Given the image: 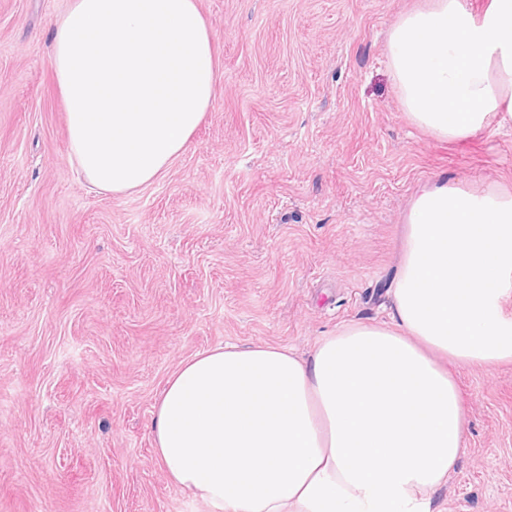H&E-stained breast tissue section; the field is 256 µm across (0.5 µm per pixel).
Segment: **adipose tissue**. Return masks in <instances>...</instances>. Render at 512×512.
<instances>
[{"instance_id":"adipose-tissue-1","label":"adipose tissue","mask_w":512,"mask_h":512,"mask_svg":"<svg viewBox=\"0 0 512 512\" xmlns=\"http://www.w3.org/2000/svg\"><path fill=\"white\" fill-rule=\"evenodd\" d=\"M52 66L70 156L112 194L163 176L215 96L198 0H69ZM411 120L456 142L512 120V0L475 16L433 0L389 35ZM512 194L427 184L406 216L390 319L357 321L311 356L224 345L169 377L154 446L213 512H433L465 446L454 368L512 361Z\"/></svg>"}]
</instances>
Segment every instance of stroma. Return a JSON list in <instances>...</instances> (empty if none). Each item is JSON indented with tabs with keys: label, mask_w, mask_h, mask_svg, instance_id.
I'll return each mask as SVG.
<instances>
[{
	"label": "stroma",
	"mask_w": 512,
	"mask_h": 512,
	"mask_svg": "<svg viewBox=\"0 0 512 512\" xmlns=\"http://www.w3.org/2000/svg\"><path fill=\"white\" fill-rule=\"evenodd\" d=\"M431 0H198L216 94L166 176L92 188L51 64L68 0H0V512H212L154 452L194 354L309 355L388 317L417 189L512 193V122L416 127L389 30ZM466 448L435 512H512V362L464 366Z\"/></svg>",
	"instance_id": "35a3bbf8"
}]
</instances>
